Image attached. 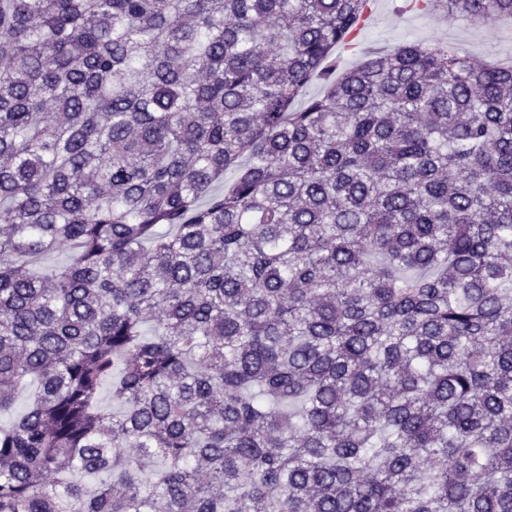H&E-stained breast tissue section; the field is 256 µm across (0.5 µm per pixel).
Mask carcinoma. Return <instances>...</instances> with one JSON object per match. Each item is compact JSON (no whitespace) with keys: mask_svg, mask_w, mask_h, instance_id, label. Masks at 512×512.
Masks as SVG:
<instances>
[{"mask_svg":"<svg viewBox=\"0 0 512 512\" xmlns=\"http://www.w3.org/2000/svg\"><path fill=\"white\" fill-rule=\"evenodd\" d=\"M370 2L0 0V512H512V67Z\"/></svg>","mask_w":512,"mask_h":512,"instance_id":"cac0c4a2","label":"carcinoma"}]
</instances>
